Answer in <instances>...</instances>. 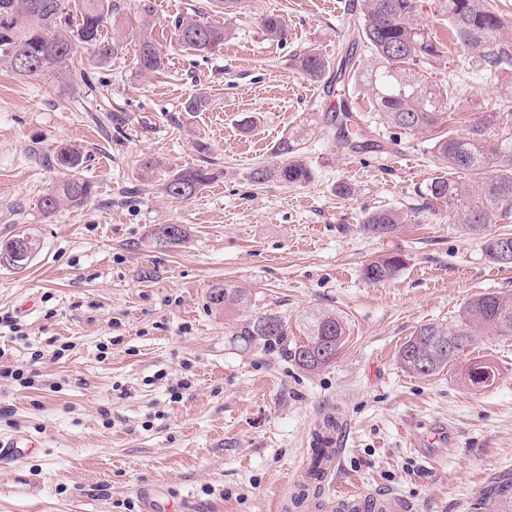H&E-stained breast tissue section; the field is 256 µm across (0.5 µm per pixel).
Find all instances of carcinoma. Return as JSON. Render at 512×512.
<instances>
[{"label":"carcinoma","instance_id":"1","mask_svg":"<svg viewBox=\"0 0 512 512\" xmlns=\"http://www.w3.org/2000/svg\"><path fill=\"white\" fill-rule=\"evenodd\" d=\"M448 25L468 53L483 61L489 75L512 67V27L489 0H443ZM143 20L138 36L135 69L142 75L164 72L168 54L152 35L151 0H138ZM121 10L118 0H0V69L22 79L46 77L57 82L60 95L71 103L84 99V89L112 86V75H97L106 70L112 55L121 47L123 35H107ZM419 0H364L363 17L354 42L371 55L373 65L355 70V84L374 96L377 117L397 129L422 131L438 123L441 102L435 90L422 83L412 71L421 61L439 55V47L415 23ZM263 31L272 39L288 36L282 18L267 15L260 20ZM179 45L196 53H211L224 46L227 31L220 22L181 15L171 22ZM296 67L315 83L330 79V63L311 50L295 58ZM203 163L179 170L163 184L167 196L190 199L213 178L207 165L208 146L197 143ZM278 158L272 166L253 169L252 179L263 184L276 179L288 185L311 181L312 169L298 155L294 137H283L275 145ZM438 163L437 174L419 186L415 195L422 200L419 210L438 204L448 206L458 222L477 230L487 224L512 218V154L487 140L483 127L476 125L464 136L442 135L431 147ZM52 164L66 171L63 179L40 201L45 213L55 212L62 204L80 206L94 191L82 177L81 152L61 146ZM402 223V215L393 209H377L363 216L366 231L385 236ZM152 241L164 247L184 242L187 228L181 224H160L151 232ZM512 244V233L497 234L484 241V252L498 263L502 243ZM404 267L400 255L371 260L362 269L363 279L372 284L395 279ZM248 295L238 288H215L210 303L216 307L240 304ZM492 330L498 336H512V295L487 293L467 302L457 324L443 327L425 324L400 347L398 362L408 372L430 377L458 360L477 337ZM251 342L275 341L288 335V322L275 313H264L244 327ZM347 328L335 314H321L311 320L306 342L293 353L296 365L312 372L330 364L346 340ZM498 368L480 358L466 367L463 383L472 389L492 386ZM329 459L326 448L312 449L309 482L322 478V465ZM482 512H512V478L486 489L481 496Z\"/></svg>","mask_w":512,"mask_h":512}]
</instances>
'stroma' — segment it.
Here are the masks:
<instances>
[{
    "label": "stroma",
    "mask_w": 512,
    "mask_h": 512,
    "mask_svg": "<svg viewBox=\"0 0 512 512\" xmlns=\"http://www.w3.org/2000/svg\"><path fill=\"white\" fill-rule=\"evenodd\" d=\"M123 2L124 47L111 62L119 127L101 129L99 93L74 107L51 80L0 70V245L22 234L39 243L24 268L0 264V436L39 441L21 466L42 484L38 499L1 498L0 512H142L140 492L155 485L188 512H336L338 497L359 493L403 498L410 512H474L512 474V336L469 349L500 373L481 391L462 384V363L419 378L396 354L420 326L455 323L470 299L512 294V266L481 247L512 223L466 231L445 207L418 212L414 193L435 172L436 136L480 124L512 151V69L485 78L449 35L442 0H421L416 22L441 54L414 71L462 91L435 127L374 124L371 149L356 152L335 135L336 98L295 56L313 49L338 62L363 0H246L229 15L213 0H152L153 34L169 54L154 76L133 68L140 17ZM193 11L224 23L222 49L199 55L174 42L172 20ZM268 14L285 20L286 40L263 32ZM199 91L206 109L184 111ZM248 115L258 122L245 131ZM291 131L313 180L256 185L252 169L273 163ZM199 140L213 180L191 199L166 196L169 174L199 164ZM64 144L82 151L94 193L48 216L39 202L63 172L43 159ZM340 181L352 197H337ZM381 207L405 221L378 238L360 219ZM158 224L184 225L186 242L154 246ZM394 254L405 260L396 279L363 280L364 264ZM224 285L248 303L211 309ZM265 311L287 318V336L245 343L241 329ZM323 313L343 317L348 340L310 373L293 352ZM329 417L340 461L320 496L294 507L313 432Z\"/></svg>",
    "instance_id": "stroma-1"
}]
</instances>
